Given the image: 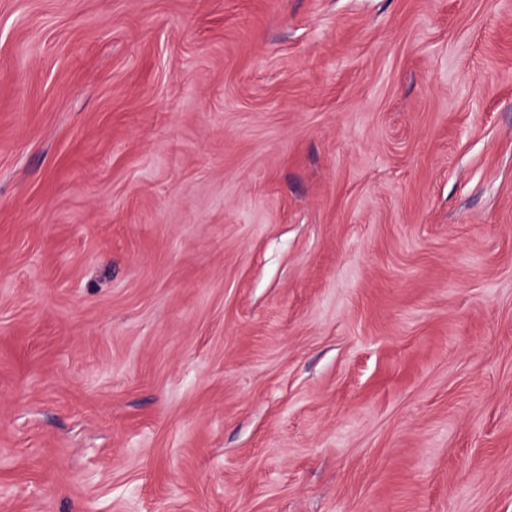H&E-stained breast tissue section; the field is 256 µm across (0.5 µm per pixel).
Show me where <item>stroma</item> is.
Here are the masks:
<instances>
[{"label": "stroma", "mask_w": 512, "mask_h": 512, "mask_svg": "<svg viewBox=\"0 0 512 512\" xmlns=\"http://www.w3.org/2000/svg\"><path fill=\"white\" fill-rule=\"evenodd\" d=\"M0 512H512V0H0Z\"/></svg>", "instance_id": "stroma-1"}]
</instances>
